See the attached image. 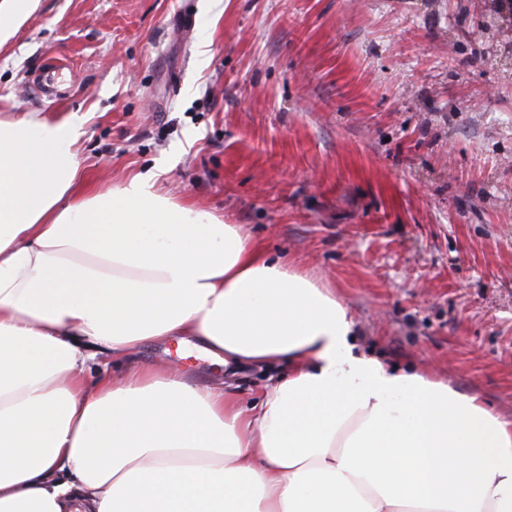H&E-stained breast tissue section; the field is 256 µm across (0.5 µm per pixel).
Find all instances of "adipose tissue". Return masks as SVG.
I'll return each mask as SVG.
<instances>
[{
	"mask_svg": "<svg viewBox=\"0 0 512 512\" xmlns=\"http://www.w3.org/2000/svg\"><path fill=\"white\" fill-rule=\"evenodd\" d=\"M83 134L0 118V512H512L511 419L357 351L333 288L152 179L79 194ZM173 340L268 370L259 399L138 361Z\"/></svg>",
	"mask_w": 512,
	"mask_h": 512,
	"instance_id": "obj_1",
	"label": "adipose tissue"
}]
</instances>
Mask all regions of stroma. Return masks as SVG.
<instances>
[{
    "label": "stroma",
    "mask_w": 512,
    "mask_h": 512,
    "mask_svg": "<svg viewBox=\"0 0 512 512\" xmlns=\"http://www.w3.org/2000/svg\"><path fill=\"white\" fill-rule=\"evenodd\" d=\"M489 0H40L0 116L77 115L84 188L152 175L336 289L362 351L512 418V70ZM65 99L28 97L51 61ZM201 384L222 366L180 360Z\"/></svg>",
    "instance_id": "1"
}]
</instances>
